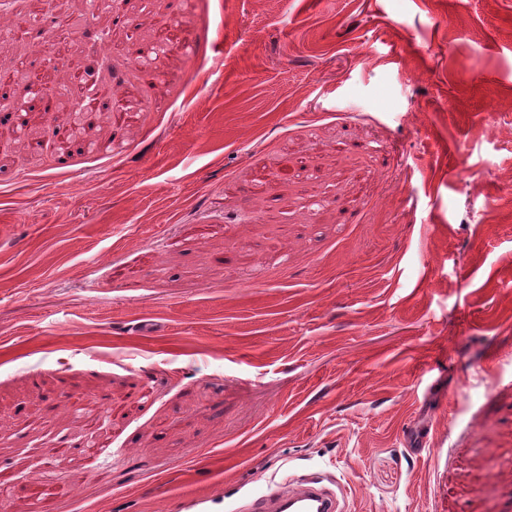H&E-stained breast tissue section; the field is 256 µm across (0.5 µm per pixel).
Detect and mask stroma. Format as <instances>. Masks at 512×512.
<instances>
[{
	"label": "stroma",
	"instance_id": "1",
	"mask_svg": "<svg viewBox=\"0 0 512 512\" xmlns=\"http://www.w3.org/2000/svg\"><path fill=\"white\" fill-rule=\"evenodd\" d=\"M35 4L0 58L94 67L98 110L18 144L0 81L12 507L62 434L55 512H235L315 471L346 512H512V0H113L94 62L54 0L0 12ZM161 16L195 41L130 68ZM120 100L150 109L99 126Z\"/></svg>",
	"mask_w": 512,
	"mask_h": 512
}]
</instances>
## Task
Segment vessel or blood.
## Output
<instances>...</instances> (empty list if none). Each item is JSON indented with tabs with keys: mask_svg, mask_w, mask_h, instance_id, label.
<instances>
[{
	"mask_svg": "<svg viewBox=\"0 0 512 512\" xmlns=\"http://www.w3.org/2000/svg\"><path fill=\"white\" fill-rule=\"evenodd\" d=\"M334 483V476L326 473L293 477L248 497L240 512H344Z\"/></svg>",
	"mask_w": 512,
	"mask_h": 512,
	"instance_id": "b4317fda",
	"label": "vessel or blood"
}]
</instances>
